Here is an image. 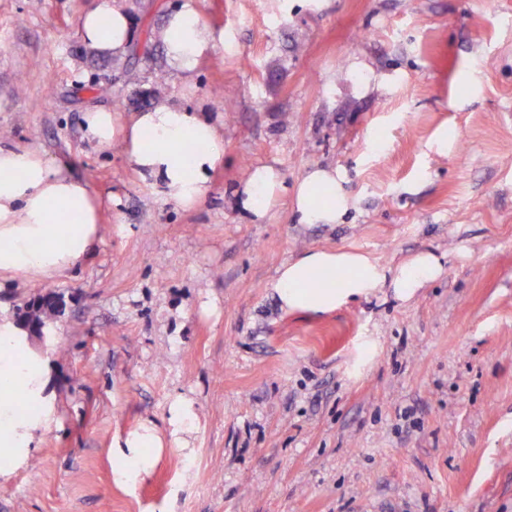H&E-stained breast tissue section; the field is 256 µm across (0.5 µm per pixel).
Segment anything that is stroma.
<instances>
[{
	"label": "stroma",
	"mask_w": 512,
	"mask_h": 512,
	"mask_svg": "<svg viewBox=\"0 0 512 512\" xmlns=\"http://www.w3.org/2000/svg\"><path fill=\"white\" fill-rule=\"evenodd\" d=\"M174 2L131 0L132 45L104 58L80 29L96 0H0V147L69 159L102 201L77 268L0 272V322L45 292L67 302L28 341L47 402L0 512H512V0H197L224 44L191 83L162 47L143 57ZM160 67L163 96L224 133L193 209L82 139L85 109L126 120ZM262 164L291 187L338 168L351 207L303 224L284 196L253 220L236 190ZM336 247L391 268L430 251L443 271L407 301L284 310L280 265ZM179 396L191 455L115 485V441L168 434Z\"/></svg>",
	"instance_id": "1"
}]
</instances>
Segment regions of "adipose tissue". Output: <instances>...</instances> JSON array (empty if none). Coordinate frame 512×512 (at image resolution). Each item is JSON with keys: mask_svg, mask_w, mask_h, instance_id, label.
<instances>
[{"mask_svg": "<svg viewBox=\"0 0 512 512\" xmlns=\"http://www.w3.org/2000/svg\"><path fill=\"white\" fill-rule=\"evenodd\" d=\"M83 40L97 55L118 56L132 39V19L123 0H97L81 22ZM164 52L168 65L192 82L202 60L219 38L203 20L196 0H178L165 18ZM83 137L94 147L120 143L144 185L159 188L165 199L183 208L201 204L211 174L224 158V135L209 120L182 104L160 99L117 123L107 108L83 115ZM342 173L314 167L295 186L294 209L303 224H334L349 208ZM286 186L274 166H256L237 191L243 210L266 217L276 193ZM102 204L90 182L62 158L38 149L0 147V271L52 273L76 266L96 238ZM68 227L57 243L53 227ZM442 273L438 257L422 251L396 268L366 254L313 249L284 262L271 286L282 306L293 312L320 314L391 286L410 299ZM22 330L0 323V446L9 448V463L0 477L27 458L39 428V403L45 398L48 373L41 360L22 350ZM164 451L155 426L146 424L112 450V479L132 486L149 476Z\"/></svg>", "mask_w": 512, "mask_h": 512, "instance_id": "adipose-tissue-1", "label": "adipose tissue"}]
</instances>
